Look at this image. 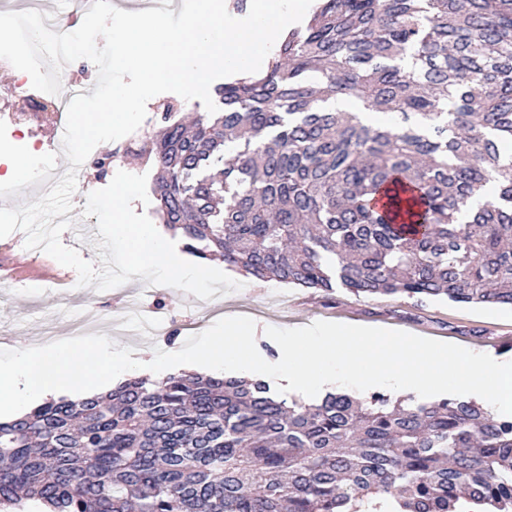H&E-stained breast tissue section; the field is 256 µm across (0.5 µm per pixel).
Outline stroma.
I'll list each match as a JSON object with an SVG mask.
<instances>
[{
    "mask_svg": "<svg viewBox=\"0 0 512 512\" xmlns=\"http://www.w3.org/2000/svg\"><path fill=\"white\" fill-rule=\"evenodd\" d=\"M132 136L96 146L95 156L106 159L103 168H91L93 189L106 187L117 171L146 175L155 180L157 170L141 163L126 149ZM81 208L70 211L73 228L61 240L77 249L81 257L98 262L97 217L82 218ZM25 235L16 231L0 238V263L10 267L11 275L0 280V345H45L69 338L70 330L62 314L89 316L98 320L111 318L112 338L122 345L140 350L180 349L190 332L188 323L206 329L216 320L230 316L252 318L262 332L257 342H265L266 327L296 328L319 320L373 326L406 331L418 336L460 345L474 352L512 360V309L484 307L446 301L414 305L398 295L357 297L343 289L327 294L294 287L276 280H258L236 274L239 291L202 300L195 295L163 286H148L141 277L107 291L81 288L75 270L62 266L41 249L24 246ZM150 306L163 304L171 314L166 333L152 340L137 336L134 314L128 302Z\"/></svg>",
    "mask_w": 512,
    "mask_h": 512,
    "instance_id": "obj_1",
    "label": "stroma"
}]
</instances>
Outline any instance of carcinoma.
Returning <instances> with one entry per match:
<instances>
[{
  "label": "carcinoma",
  "mask_w": 512,
  "mask_h": 512,
  "mask_svg": "<svg viewBox=\"0 0 512 512\" xmlns=\"http://www.w3.org/2000/svg\"><path fill=\"white\" fill-rule=\"evenodd\" d=\"M187 127L157 113L160 223L259 280L512 307V0H319ZM354 98L386 125L330 110ZM495 199L461 213L487 185ZM50 512H512V415L473 398L134 377L0 423V505Z\"/></svg>",
  "instance_id": "carcinoma-1"
}]
</instances>
